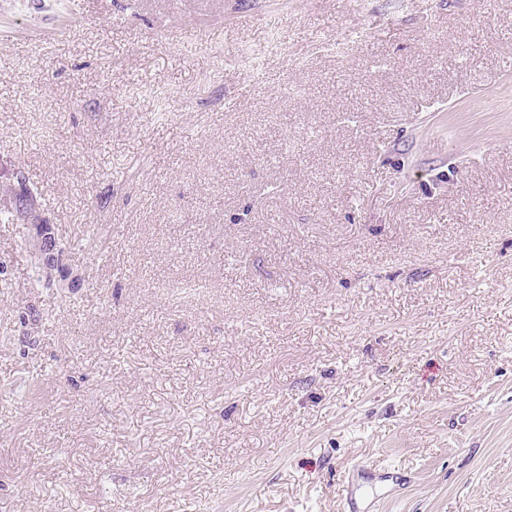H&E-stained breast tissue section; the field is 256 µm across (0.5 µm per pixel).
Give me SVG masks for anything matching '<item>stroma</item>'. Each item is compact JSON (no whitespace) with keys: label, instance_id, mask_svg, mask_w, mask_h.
<instances>
[{"label":"stroma","instance_id":"1","mask_svg":"<svg viewBox=\"0 0 512 512\" xmlns=\"http://www.w3.org/2000/svg\"><path fill=\"white\" fill-rule=\"evenodd\" d=\"M0 512H512V0H0ZM39 196L38 188L32 184L29 183L25 185L24 192L21 193L19 196L16 197V201L14 205H12L11 208L5 207L3 209H0V221L4 223H9L10 221L18 220L20 219L19 213H20V207L24 206V202L35 200ZM24 221H27L34 230L26 245V250L33 264L43 268L51 278H55L56 273L61 276L65 270L63 255L53 225L48 224L36 206L28 210ZM357 479L345 483L343 490V507L342 512H370L361 511L372 507V502L375 499V493L371 492L376 489L378 484L367 483L362 485L360 479L364 475H372L371 469L357 468Z\"/></svg>","mask_w":512,"mask_h":512}]
</instances>
